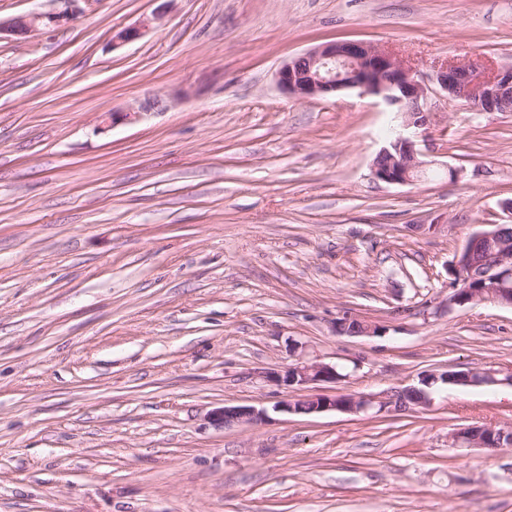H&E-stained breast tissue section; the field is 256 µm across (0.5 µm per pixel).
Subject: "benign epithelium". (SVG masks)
<instances>
[{"label": "benign epithelium", "mask_w": 512, "mask_h": 512, "mask_svg": "<svg viewBox=\"0 0 512 512\" xmlns=\"http://www.w3.org/2000/svg\"><path fill=\"white\" fill-rule=\"evenodd\" d=\"M65 9L51 13H30L0 20V34L7 33L20 41L41 27L60 26L78 17L83 5L91 0H63ZM163 14L154 13L152 20L143 21L119 31L112 37V46L139 39L150 22L159 21ZM282 90L302 98L357 90L381 98L383 103L401 116L402 126L421 129L428 125V87L415 67L392 52L359 40L334 41L320 44L307 52L288 59L277 73ZM433 82L446 96L462 99L482 112L512 110V68L481 73L465 64L450 62L437 71ZM415 142L402 134L390 139L372 163L374 177L388 184L411 185L417 182L425 162L418 158ZM503 225L473 232L450 265L448 304L465 306L491 302L512 308V240L503 233ZM338 332L348 336H370L379 333V326L346 316L338 324ZM336 368L323 363H297L283 372H272L269 378L288 387L318 383H334ZM449 386L511 385L512 370H491L473 367L460 372L452 369L422 379V387L410 386L381 395L319 392L309 396L282 400L273 411L285 414H321L341 411L359 414L375 409L393 414L430 405L427 387L437 381ZM217 424H257L269 420L265 408L254 406H224L211 412ZM494 441L493 448L512 447V428L494 429L483 426L458 428L450 434L452 444L459 447H487L484 438Z\"/></svg>", "instance_id": "1"}]
</instances>
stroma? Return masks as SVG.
<instances>
[{"instance_id":"35a3bbf8","label":"stroma","mask_w":512,"mask_h":512,"mask_svg":"<svg viewBox=\"0 0 512 512\" xmlns=\"http://www.w3.org/2000/svg\"><path fill=\"white\" fill-rule=\"evenodd\" d=\"M160 4L0 36V512H512V448L449 440L512 425L511 386L289 416L266 377L327 363L377 394L512 369V310L448 304L456 251L507 221L512 112L430 86L426 174L390 185L395 113L277 83L343 40L426 75L510 67L512 0H172L152 22ZM347 314L379 335L337 333ZM226 404L272 415L223 428ZM441 380L449 386H491V385H511L512 386V370H491L481 367H473L460 372L448 368L439 376L431 373L422 379L421 384L424 387H430L433 383Z\"/></svg>"}]
</instances>
